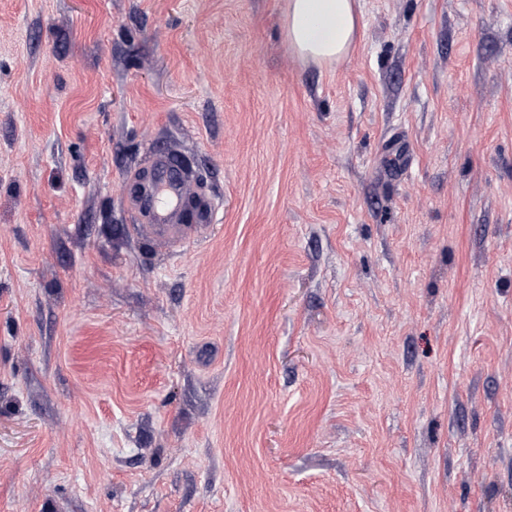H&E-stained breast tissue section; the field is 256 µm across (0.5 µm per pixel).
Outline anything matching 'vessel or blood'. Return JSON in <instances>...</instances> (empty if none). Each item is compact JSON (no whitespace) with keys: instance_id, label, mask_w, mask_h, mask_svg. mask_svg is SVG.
Segmentation results:
<instances>
[{"instance_id":"b4317fda","label":"vessel or blood","mask_w":512,"mask_h":512,"mask_svg":"<svg viewBox=\"0 0 512 512\" xmlns=\"http://www.w3.org/2000/svg\"><path fill=\"white\" fill-rule=\"evenodd\" d=\"M149 170V183L136 202L144 218L137 233L163 245L192 241L196 225L214 215L211 202L202 200L188 206L190 176L170 154L152 155Z\"/></svg>"}]
</instances>
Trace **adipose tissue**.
I'll return each mask as SVG.
<instances>
[{
    "instance_id": "adipose-tissue-1",
    "label": "adipose tissue",
    "mask_w": 512,
    "mask_h": 512,
    "mask_svg": "<svg viewBox=\"0 0 512 512\" xmlns=\"http://www.w3.org/2000/svg\"><path fill=\"white\" fill-rule=\"evenodd\" d=\"M355 0H287L284 29L292 52L318 64L350 54L358 31Z\"/></svg>"
}]
</instances>
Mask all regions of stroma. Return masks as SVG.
Returning <instances> with one entry per match:
<instances>
[{
  "mask_svg": "<svg viewBox=\"0 0 512 512\" xmlns=\"http://www.w3.org/2000/svg\"><path fill=\"white\" fill-rule=\"evenodd\" d=\"M359 5L0 0V512H512V0ZM284 29L292 52L318 64L350 54L358 31L355 0H287ZM149 170V183L136 201L146 224H138L137 233L163 245L191 242L195 224L213 218L211 202L204 199L188 207L187 201L193 196L191 175L169 153H152Z\"/></svg>",
  "mask_w": 512,
  "mask_h": 512,
  "instance_id": "35a3bbf8",
  "label": "stroma"
}]
</instances>
